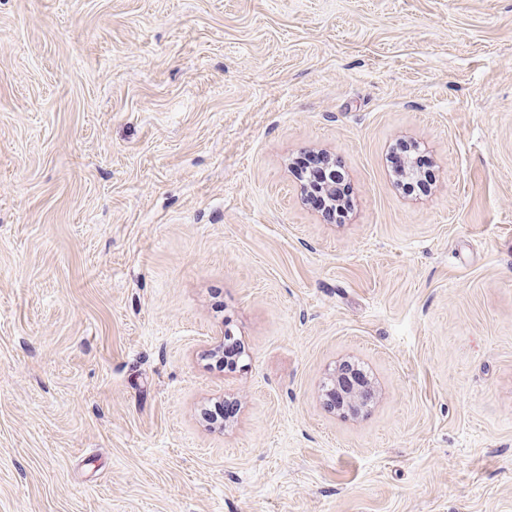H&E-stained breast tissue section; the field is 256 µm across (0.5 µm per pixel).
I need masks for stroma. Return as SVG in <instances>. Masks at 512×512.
I'll use <instances>...</instances> for the list:
<instances>
[{"instance_id":"obj_1","label":"stroma","mask_w":512,"mask_h":512,"mask_svg":"<svg viewBox=\"0 0 512 512\" xmlns=\"http://www.w3.org/2000/svg\"><path fill=\"white\" fill-rule=\"evenodd\" d=\"M0 512H512V0H0ZM410 163L414 164L418 177L414 180L404 179L402 182L403 186L410 185V182L417 185L422 181V179H419V173L421 171L424 173L427 172V168L429 167V158L420 151V148H416L413 145L396 148L395 153H392L391 164L396 176H401V172H403ZM296 162V169L300 172L301 180L306 188L307 201L323 214L344 217L345 210L349 206L348 187L343 183V178H339L334 171L336 183L331 193L324 190L326 183L324 170V161L321 155L303 156Z\"/></svg>"}]
</instances>
